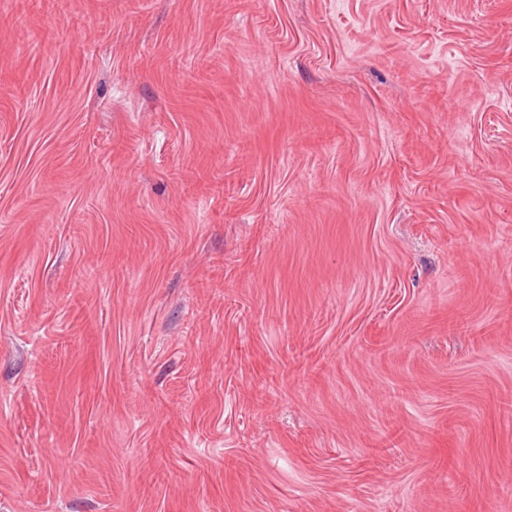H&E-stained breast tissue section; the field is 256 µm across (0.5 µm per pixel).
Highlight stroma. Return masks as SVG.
<instances>
[{
  "instance_id": "obj_1",
  "label": "stroma",
  "mask_w": 512,
  "mask_h": 512,
  "mask_svg": "<svg viewBox=\"0 0 512 512\" xmlns=\"http://www.w3.org/2000/svg\"><path fill=\"white\" fill-rule=\"evenodd\" d=\"M0 512H512V0H0Z\"/></svg>"
}]
</instances>
